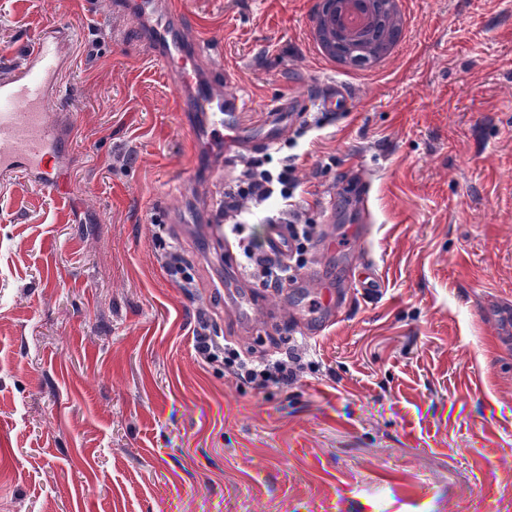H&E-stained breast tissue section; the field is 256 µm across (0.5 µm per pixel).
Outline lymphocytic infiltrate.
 I'll return each mask as SVG.
<instances>
[{
	"mask_svg": "<svg viewBox=\"0 0 512 512\" xmlns=\"http://www.w3.org/2000/svg\"><path fill=\"white\" fill-rule=\"evenodd\" d=\"M295 157H287L279 171L273 172L251 165L234 178L232 186L224 190L220 206L226 225L224 234L237 241L242 264L252 280L262 288L278 290L293 281L304 267V255L315 235L314 225L301 223L296 203L298 183L294 177ZM276 200L277 209L268 221L288 225L295 249L288 259L267 255L260 240L247 234L245 223L248 215L245 202L259 205ZM196 349L204 360L223 359L224 369L237 380L252 384L262 390L274 384L282 387L293 385L302 368L301 353H294L285 360L256 362L244 357L222 337L212 335L207 325H200L194 332Z\"/></svg>",
	"mask_w": 512,
	"mask_h": 512,
	"instance_id": "lymphocytic-infiltrate-1",
	"label": "lymphocytic infiltrate"
}]
</instances>
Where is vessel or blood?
Instances as JSON below:
<instances>
[{
    "mask_svg": "<svg viewBox=\"0 0 512 512\" xmlns=\"http://www.w3.org/2000/svg\"><path fill=\"white\" fill-rule=\"evenodd\" d=\"M112 12L117 16L132 15L140 22L143 39L171 80L183 111L199 117L208 139L221 145L219 164H229L247 148L266 149L279 143L305 108L336 115L347 111L350 105L348 85L331 81L323 85L317 96L298 92L261 105L263 122L255 128H246L241 123V114L247 109L244 97L214 87L200 42L182 14L172 8L170 0H114ZM71 37L68 29L45 32L28 50L22 65L0 68L1 175L20 170L36 184L56 188L73 130L72 124L62 119L54 106ZM349 178L359 187L361 208V222L353 229L358 243L356 258L347 269L345 289H324L318 311L298 308L289 313V327L306 338L321 336L346 312L351 294L371 299L384 291L382 276L367 255L373 223L368 208L369 187L357 172H350ZM210 235L220 244L229 266L224 323L239 342H249L255 332L272 325L280 306L288 303L291 294L317 287L324 277L322 270L307 269L287 289L278 292L276 300H269L257 293L243 276L238 262L239 245L225 237L222 225H211ZM264 245L271 253L288 255L292 239L287 226L267 225Z\"/></svg>",
    "mask_w": 512,
    "mask_h": 512,
    "instance_id": "b4317fda",
    "label": "vessel or blood"
}]
</instances>
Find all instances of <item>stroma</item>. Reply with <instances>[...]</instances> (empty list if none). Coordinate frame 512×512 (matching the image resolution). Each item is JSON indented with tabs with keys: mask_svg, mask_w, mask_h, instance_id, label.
<instances>
[{
	"mask_svg": "<svg viewBox=\"0 0 512 512\" xmlns=\"http://www.w3.org/2000/svg\"><path fill=\"white\" fill-rule=\"evenodd\" d=\"M257 105L336 78L307 42L314 0H174ZM407 46L349 77L354 107L301 113L251 151L298 153L313 224L349 166L371 184L381 298L306 340L290 388L253 389L202 360L224 329V258L205 170L131 17L107 0H0V65L41 30L74 33L55 105L75 128L68 195L0 178V512H512V0H407ZM198 286L161 267L156 218Z\"/></svg>",
	"mask_w": 512,
	"mask_h": 512,
	"instance_id": "stroma-1",
	"label": "stroma"
}]
</instances>
